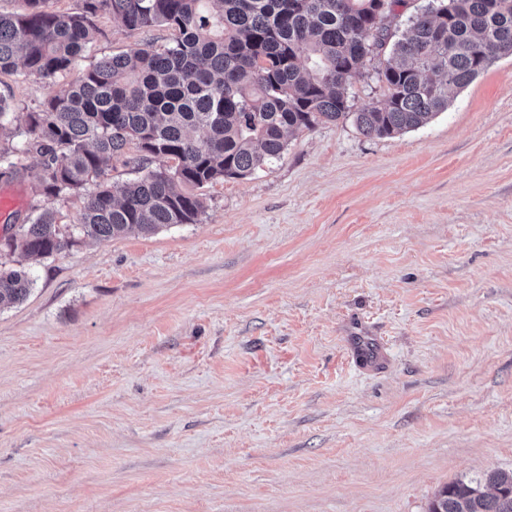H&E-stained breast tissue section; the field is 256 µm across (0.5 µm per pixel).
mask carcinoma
Instances as JSON below:
<instances>
[{
  "instance_id": "obj_1",
  "label": "carcinoma",
  "mask_w": 512,
  "mask_h": 512,
  "mask_svg": "<svg viewBox=\"0 0 512 512\" xmlns=\"http://www.w3.org/2000/svg\"><path fill=\"white\" fill-rule=\"evenodd\" d=\"M23 2V12L0 14V74L71 70L98 33L99 11L128 30L174 32L160 50L89 65L28 113L23 131L12 128L0 97V180H13L38 153L39 195L80 196L76 229L89 239L198 223L196 190L267 166L290 133L348 118L367 137L421 128L456 91L512 56V0H444L398 35L385 21L400 0H82L71 13L51 0ZM371 56L385 100L351 112L349 80ZM114 161L138 176L104 180ZM74 243L44 205L3 246L45 257ZM32 284L28 271L0 268V309L26 300ZM427 512H512V473L452 482Z\"/></svg>"
}]
</instances>
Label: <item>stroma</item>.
I'll return each mask as SVG.
<instances>
[{
	"label": "stroma",
	"mask_w": 512,
	"mask_h": 512,
	"mask_svg": "<svg viewBox=\"0 0 512 512\" xmlns=\"http://www.w3.org/2000/svg\"><path fill=\"white\" fill-rule=\"evenodd\" d=\"M95 23L91 61L173 37ZM71 79L0 95L19 126ZM40 170L0 182L19 217ZM201 194L199 223L24 260L0 512H425L512 471V56L424 127L325 123Z\"/></svg>",
	"instance_id": "35a3bbf8"
}]
</instances>
